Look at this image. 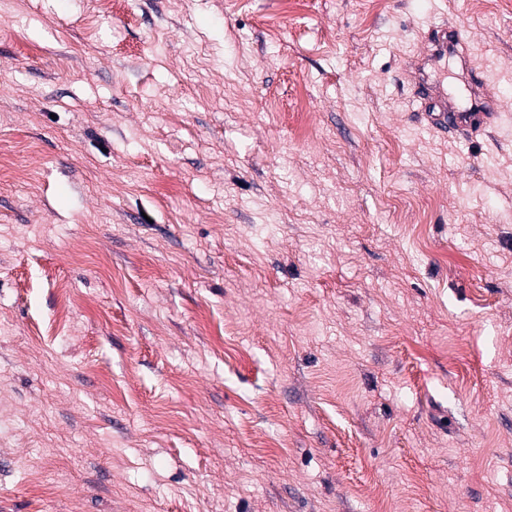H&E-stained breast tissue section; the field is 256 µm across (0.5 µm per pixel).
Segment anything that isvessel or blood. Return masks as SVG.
<instances>
[{
    "instance_id": "obj_1",
    "label": "vessel or blood",
    "mask_w": 512,
    "mask_h": 512,
    "mask_svg": "<svg viewBox=\"0 0 512 512\" xmlns=\"http://www.w3.org/2000/svg\"><path fill=\"white\" fill-rule=\"evenodd\" d=\"M434 35L428 46V58L437 61L453 56L460 61L468 59V37L456 23L443 20L434 27ZM468 103H456L453 97L436 98L430 95L428 88H421L419 97L425 111H428L431 124L436 128L452 127L469 130L481 124L485 118L499 116L500 102L492 96L485 86L477 85L467 88Z\"/></svg>"
}]
</instances>
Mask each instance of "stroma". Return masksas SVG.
Returning a JSON list of instances; mask_svg holds the SVG:
<instances>
[{"label":"stroma","instance_id":"1","mask_svg":"<svg viewBox=\"0 0 512 512\" xmlns=\"http://www.w3.org/2000/svg\"><path fill=\"white\" fill-rule=\"evenodd\" d=\"M0 512H512V6L0 0ZM434 35L428 46V58L430 61H437L442 58L453 56L458 58L464 68L469 65L468 58V37L466 32L456 23L444 19L433 28ZM420 83L419 98L422 107L431 119V125L435 128L447 126L457 130H469L481 124L485 118L500 116V101L492 96L484 85L466 88V94L470 99L469 104H457L452 96L444 98L432 97L426 87L425 79ZM438 109V112H435Z\"/></svg>","mask_w":512,"mask_h":512}]
</instances>
